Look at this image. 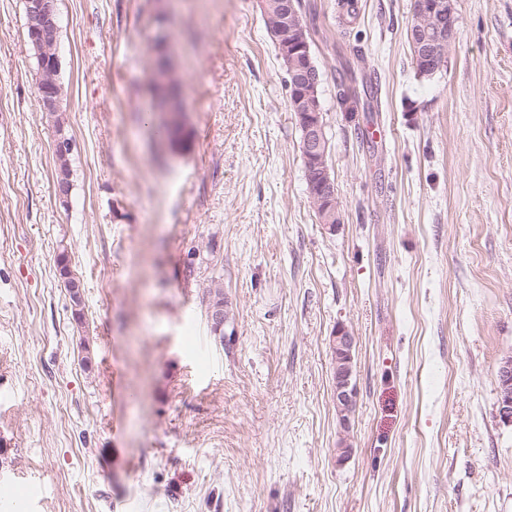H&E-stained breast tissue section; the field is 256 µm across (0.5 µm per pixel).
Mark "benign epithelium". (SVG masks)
Here are the masks:
<instances>
[{"label":"benign epithelium","mask_w":512,"mask_h":512,"mask_svg":"<svg viewBox=\"0 0 512 512\" xmlns=\"http://www.w3.org/2000/svg\"><path fill=\"white\" fill-rule=\"evenodd\" d=\"M453 0H413L412 19L408 27V39L412 45L417 71L423 75H433L447 62L449 50L456 39L453 21ZM303 25L297 0H281L277 28H288L294 38L284 44V52L296 60L289 74L292 87L305 93L315 89L320 75L311 62L307 41L296 38ZM32 38L45 52L39 75L53 74L59 69L56 52L59 32L58 14L55 0H25V23ZM38 103L44 112H56L60 99L54 87L38 80ZM304 128V163L322 182V202L325 208L339 212L335 189L332 187L328 169L323 161L326 155L324 126L318 109L311 107L299 112ZM356 340L343 327L336 329L332 339V349L336 355L334 377V399L336 409L353 407L356 404L357 389L353 383V351ZM499 413L503 422L512 423V355L502 359L498 372Z\"/></svg>","instance_id":"7a95c632"}]
</instances>
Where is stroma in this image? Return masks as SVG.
I'll return each instance as SVG.
<instances>
[{
  "instance_id": "1",
  "label": "stroma",
  "mask_w": 512,
  "mask_h": 512,
  "mask_svg": "<svg viewBox=\"0 0 512 512\" xmlns=\"http://www.w3.org/2000/svg\"><path fill=\"white\" fill-rule=\"evenodd\" d=\"M301 2L333 227L261 0H55V115L25 0H0V478L19 476L18 512H512V0H455L432 77L412 0H358L353 19ZM161 62L184 97L164 138ZM356 340L347 329L338 327L332 339L336 355L334 377V399L336 410L353 407L356 404L357 389L353 383V351ZM499 413L503 422L512 423V355L504 357L498 372Z\"/></svg>"
}]
</instances>
